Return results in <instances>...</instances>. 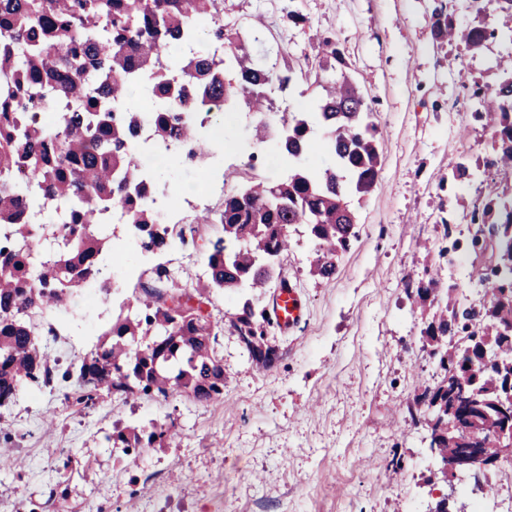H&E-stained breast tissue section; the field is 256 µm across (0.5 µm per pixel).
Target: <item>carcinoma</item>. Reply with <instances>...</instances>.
Masks as SVG:
<instances>
[{
  "label": "carcinoma",
  "instance_id": "obj_1",
  "mask_svg": "<svg viewBox=\"0 0 512 512\" xmlns=\"http://www.w3.org/2000/svg\"><path fill=\"white\" fill-rule=\"evenodd\" d=\"M493 23L458 28L447 0L431 13L439 45L456 41L480 50L496 36L512 37V0H468ZM206 35L221 52L191 51ZM318 62L319 97L305 112L290 110L273 89L282 76L256 59L251 45L224 24V0H0V408L22 389L54 381L73 382L65 394L75 406L96 403L106 392L119 396L180 392L196 403L224 397L220 328L207 312L213 290L277 288V260L288 253V226L302 225L314 245L309 274L329 280L339 256L357 238V215L349 196L376 186L380 160L372 109L346 72L338 45L323 41ZM496 87L471 84L474 115L491 132L490 165L512 170V57L497 60ZM145 85L154 101L151 139L194 168L207 155L202 138L212 114L242 105L285 130L280 150L291 160L288 179L249 183L224 195L222 209L204 210L178 233L196 243L198 227L219 224L208 241L209 280L176 286L164 263L142 273L137 311L117 317L107 342L80 364L64 366L41 344L44 314L66 307L79 286L109 278L100 259L110 236L112 211L121 212L137 246L156 254L169 249L173 230L154 208L160 194L147 178L134 135L144 112L132 91ZM313 153L324 168L308 164ZM481 162L461 157L448 163V178L465 182ZM471 222L487 226L469 244L473 260L490 269L481 285L489 299L472 319L453 288L440 291L433 276L406 288L425 321L423 347L439 370L410 409L423 421L436 463L462 454L472 435L484 454H511L495 428L512 403V186L495 185ZM229 326L258 368L279 358L270 344L273 322L251 298ZM152 336L139 349L137 336ZM176 425L134 426L103 435L107 448L167 447Z\"/></svg>",
  "mask_w": 512,
  "mask_h": 512
}]
</instances>
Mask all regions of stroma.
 Segmentation results:
<instances>
[{"instance_id": "stroma-1", "label": "stroma", "mask_w": 512, "mask_h": 512, "mask_svg": "<svg viewBox=\"0 0 512 512\" xmlns=\"http://www.w3.org/2000/svg\"><path fill=\"white\" fill-rule=\"evenodd\" d=\"M433 0H224V20L242 35L260 31L277 70H312L322 38L339 44L379 129L377 186L352 205L359 235L340 257L332 280L308 273L313 246L303 227H289L292 248L284 273L300 290L304 317L297 329H273L279 359L252 365L227 330L242 294L217 291L206 306L223 329V399L200 405L186 397L128 401L102 395L83 409L62 392L0 411L16 466L0 468V512H30L50 487L66 483L58 512H95L106 497L111 512H429L433 460L423 426L407 425L408 408L436 363L421 342L423 323L406 298L408 281L438 271L441 287L469 288L479 301L482 271L468 244L479 230L464 218L475 195L448 180L458 156L484 157L489 133L471 130L476 104L463 77L495 84L493 61L504 44L483 56L438 46L430 15ZM302 15L292 23L288 13ZM258 115L216 114L220 150L206 159L209 189L192 192L195 172L173 164L161 181L176 188L174 220L186 224L202 210L221 208L225 193L244 184L251 152L256 172L269 180L288 173L280 154L281 125L255 145ZM469 136H462L463 128ZM451 217L442 225V217ZM113 251L123 261L108 302L90 306L74 295L67 310L50 313L59 330L54 350L63 363L94 350L118 314H134L138 274L158 263L174 268L180 284L204 282V247L173 244L146 255L126 225L110 224ZM174 422L179 443L145 448L136 464L118 459L100 438L113 425ZM403 468L392 474L393 452Z\"/></svg>"}]
</instances>
